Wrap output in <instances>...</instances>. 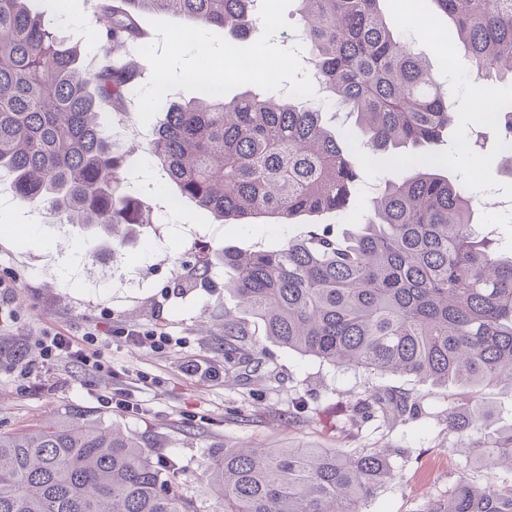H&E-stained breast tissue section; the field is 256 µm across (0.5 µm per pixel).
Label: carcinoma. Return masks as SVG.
I'll return each instance as SVG.
<instances>
[{
	"label": "carcinoma",
	"instance_id": "carcinoma-1",
	"mask_svg": "<svg viewBox=\"0 0 512 512\" xmlns=\"http://www.w3.org/2000/svg\"><path fill=\"white\" fill-rule=\"evenodd\" d=\"M37 0H0V173L19 200L56 224H75L124 244L151 207L120 177L112 122L131 117L146 75L139 48L144 13L183 16L193 26L255 29V0H85L99 52L90 60L45 21ZM309 64L328 101L355 116L368 153H350L319 110L291 97L204 93L164 105L147 153L166 169L175 201L189 199L221 221L345 214L360 170L405 161L363 224L349 235L329 225L280 249L224 251V287L260 322L251 335L224 310V375L259 366L270 341L332 365L374 375L453 384L467 395L512 382V255L491 248L473 223L475 197L425 151L453 122L426 56L401 40L402 21L379 0H297ZM453 41L483 79L512 82V0H436ZM501 160L512 170V103L497 109ZM419 148L408 157L401 150ZM346 431L372 420L415 419L411 394L373 384L348 400ZM453 450L480 454L487 470L512 474V429L499 430L465 399L448 404ZM393 450L224 445L202 474L222 512H361L397 477ZM176 464L133 433L80 420L0 432V512H201L182 490ZM424 512H512V480L477 485L464 476Z\"/></svg>",
	"mask_w": 512,
	"mask_h": 512
}]
</instances>
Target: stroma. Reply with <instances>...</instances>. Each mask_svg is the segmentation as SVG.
<instances>
[{"label": "stroma", "instance_id": "stroma-1", "mask_svg": "<svg viewBox=\"0 0 512 512\" xmlns=\"http://www.w3.org/2000/svg\"><path fill=\"white\" fill-rule=\"evenodd\" d=\"M380 7L402 18L405 39L427 53L438 75L448 76L459 90L454 121L441 147L448 157V177L475 192L497 185L512 193V173L500 162L497 132L485 123L486 111L512 100V85L488 80L476 95L471 66L449 68V50L441 42L451 23L434 0H380ZM476 130L486 136L477 163L463 155ZM151 134V125L137 119L115 130L120 150L129 153L127 187L150 202L155 221L136 227L114 255L99 252L97 238L68 224L50 223L46 215L19 202L8 179L0 177V199L5 202L0 208V279L14 290L15 310L14 323L0 332V353L20 352L28 373L23 379L0 369V430L31 429L76 415L87 423L120 426L183 470L188 492L202 512H220V506L205 494L201 474L225 445L240 440L351 452L381 444L397 448L392 458L397 480L379 488L363 512H422L428 500L447 497L460 474L484 484L489 474L477 457L448 450L451 438L444 417L452 388L406 376L378 379L271 342L265 364L236 385L220 378H189L180 371L189 357L224 366V311L235 306L236 298L224 287L223 249L275 250L306 236L316 222L343 229L361 223L377 189L397 180L401 169L370 168L354 211L340 219L327 214L282 224L265 218L225 224L192 201L173 202L174 186L159 162L143 150ZM202 251L212 259L203 281L193 270ZM117 324L162 328L175 344L157 352L113 342L108 333ZM54 329L77 340L88 330H98L111 373L44 360L39 341ZM378 381L421 398L425 417L388 425L373 422L358 435L345 437L341 428L349 417L348 399ZM118 391L137 402L139 411L107 406L105 396ZM298 397L306 407L292 421L288 413Z\"/></svg>", "mask_w": 512, "mask_h": 512}]
</instances>
